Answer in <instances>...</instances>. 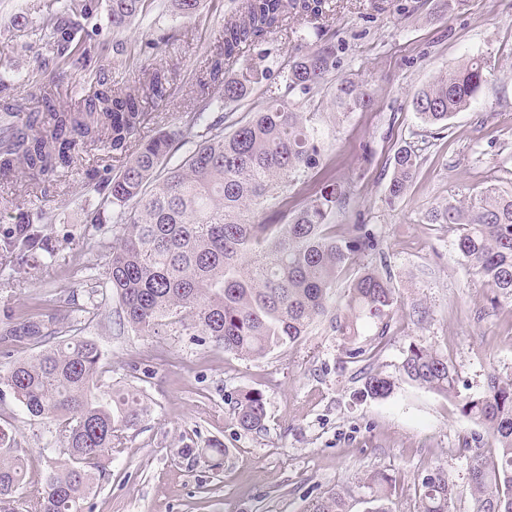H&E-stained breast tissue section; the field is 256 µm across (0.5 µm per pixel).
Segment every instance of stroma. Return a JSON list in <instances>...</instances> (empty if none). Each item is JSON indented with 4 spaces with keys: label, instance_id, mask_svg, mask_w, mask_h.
Wrapping results in <instances>:
<instances>
[{
    "label": "stroma",
    "instance_id": "obj_1",
    "mask_svg": "<svg viewBox=\"0 0 512 512\" xmlns=\"http://www.w3.org/2000/svg\"><path fill=\"white\" fill-rule=\"evenodd\" d=\"M224 3L206 0L191 18L167 5L153 9L116 49L108 8L100 6L83 29L108 48L92 75L65 74L54 90L56 107H83L103 84L140 94L139 51L166 32L169 45L151 62L167 70L170 95L146 103V121L129 149L182 128L196 79L222 34ZM370 3L331 0L324 38L336 46L334 78L375 90V107L343 115L326 102L310 105L328 134L329 169L348 189L333 222L378 232L382 251L364 261L390 272L405 302L389 330L365 323L358 341L376 350L370 366L391 376L409 343L434 349L456 367V393L446 397L401 381L388 398L356 400L367 365L348 362L327 318L299 344L253 360L175 326L139 335L124 323L118 302L106 298L80 334L104 353L103 383L137 389L148 411L125 432L85 512H305L333 489L348 490L349 512H366V477L375 470L396 484L390 512H417L421 479L439 465L456 487L454 512H471L462 438L475 425L457 405L483 392L491 374H512V303L491 307L490 288L454 250V230L423 217L440 203L474 197L489 182L512 190V0H468L454 12L448 0H380L377 9ZM57 11V0H0V95L26 99L32 112L44 106L29 94V74L40 66L56 72L60 61L39 30ZM18 14L27 17L25 27L12 26ZM472 57L488 74L478 99L447 126H424L411 108L413 94ZM405 145L421 166L407 196L391 207L385 189L394 154ZM126 162L91 147L49 186L0 181V227L19 212L46 210L42 233L53 251L49 263L14 262L0 273V328L36 313L63 318L67 303H86L95 285L89 270L105 272L102 244L121 234L118 225L94 223L104 197L93 190V178L118 173ZM255 390L266 402L259 432L242 429L234 415L240 394ZM0 425L16 429L28 450L24 490L39 486L46 475L39 451L57 446L54 427L30 418L8 394L0 398Z\"/></svg>",
    "mask_w": 512,
    "mask_h": 512
}]
</instances>
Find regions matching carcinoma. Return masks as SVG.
<instances>
[{
  "label": "carcinoma",
  "instance_id": "carcinoma-1",
  "mask_svg": "<svg viewBox=\"0 0 512 512\" xmlns=\"http://www.w3.org/2000/svg\"><path fill=\"white\" fill-rule=\"evenodd\" d=\"M155 0H109L112 37L147 15ZM203 0H171L183 17L197 14ZM61 11L88 17L97 0H60ZM330 11L328 0H227L222 47L210 58L199 80V106L187 127L199 125L216 102H240L255 87L265 100L235 120L210 123L199 141L175 167L164 166L180 132H165L143 144L124 169L112 176L109 194L112 223L122 234L107 255L105 288L117 298L123 320L142 336L176 325L212 339L224 351L260 359L283 346H294L318 319L336 310L339 274L364 253L380 252V240L366 224L354 233L336 234L330 218L345 200L342 185L319 181V191L288 209V186L321 169L324 134L314 112L285 94L296 91L311 102L331 82L336 47L322 41L317 21ZM292 20L309 24L306 45L288 56L274 81L268 67H252L241 79L226 67L247 46L259 45ZM41 29L68 44L74 31L60 27L55 14ZM486 82L481 62L470 58L454 65L417 91L411 100L422 123L447 125L471 105ZM45 100L48 115L24 116L20 99L0 101V168L45 182L68 168L89 146L118 155L128 151L143 121L142 102L169 97L162 68L146 69L142 96L105 87L84 108L58 110L51 103L52 83L32 85ZM330 97L342 112H366L375 92L350 78L340 80ZM419 155L401 147L394 154L385 202L402 201L419 168ZM279 207L260 221L257 213L270 200ZM44 210L21 212L0 230V255L27 252L41 261L52 258L42 235ZM428 224L456 230L455 251L472 272L493 288L490 304L512 302V193L494 185L469 200L441 203L425 215ZM402 304L392 277L364 265L351 278L335 328L356 363L372 358L357 345L362 324L382 325ZM0 340H26L36 352L12 361L6 383L27 413L55 426L64 449L42 448L44 482L19 495L27 449L13 430L0 426V512H83L98 489L97 477L121 445L123 433L147 412L138 392L114 390L101 383L103 352L92 339H76L55 315L26 317L0 331ZM400 378L430 391L451 395L458 375L448 358L412 342L399 369ZM397 379L379 371L362 377L355 398L385 399ZM460 413L478 429L463 438L468 452L472 512H512V376H491L485 391L460 403ZM237 424L247 431L263 428L265 400L247 392L235 405ZM376 505L370 512H390L385 502L392 479L381 472L367 477ZM455 484L444 467L420 483L419 512H450ZM347 492L331 491L308 505L307 512H347Z\"/></svg>",
  "mask_w": 512,
  "mask_h": 512
}]
</instances>
